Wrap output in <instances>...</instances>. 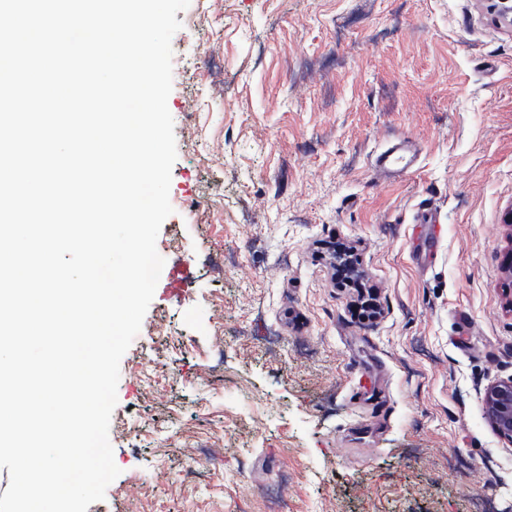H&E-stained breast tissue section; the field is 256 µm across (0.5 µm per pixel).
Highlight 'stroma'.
Instances as JSON below:
<instances>
[{"instance_id": "1", "label": "stroma", "mask_w": 512, "mask_h": 512, "mask_svg": "<svg viewBox=\"0 0 512 512\" xmlns=\"http://www.w3.org/2000/svg\"><path fill=\"white\" fill-rule=\"evenodd\" d=\"M176 18L165 264L87 512H512L483 405L512 377V25L488 0ZM398 142L413 169L388 178ZM405 152L406 148L403 144L387 148L376 156L375 168L388 176L408 172L412 168L413 159H407Z\"/></svg>"}]
</instances>
